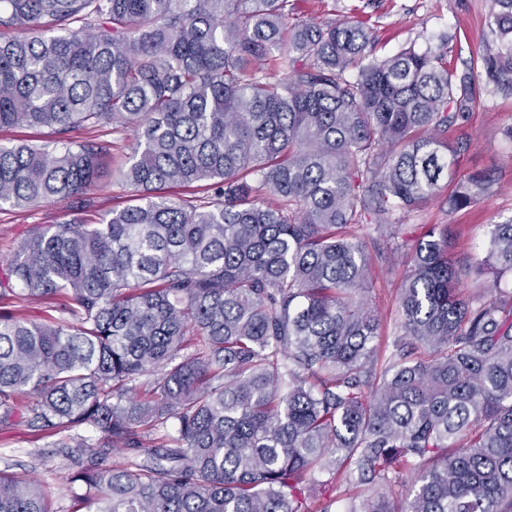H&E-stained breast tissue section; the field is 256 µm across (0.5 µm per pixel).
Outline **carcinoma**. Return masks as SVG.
Listing matches in <instances>:
<instances>
[{
	"mask_svg": "<svg viewBox=\"0 0 512 512\" xmlns=\"http://www.w3.org/2000/svg\"><path fill=\"white\" fill-rule=\"evenodd\" d=\"M292 10L0 0V129L56 134L0 146V206L76 199L0 276V426L24 409L85 512H330L310 502L323 472L374 484L351 512H512V298L459 299L453 232L431 225L399 294L423 356L398 349L379 371L370 242L352 233L432 198L454 174L448 129L512 93V0H494L482 80L431 50L368 62L364 27ZM107 126L134 132L122 179L140 203L93 221L110 145L68 133ZM204 181L206 206L165 195ZM489 183L471 174L449 204ZM482 265L512 274V224ZM33 299L60 317L19 316ZM0 512L66 510L0 470Z\"/></svg>",
	"mask_w": 512,
	"mask_h": 512,
	"instance_id": "1",
	"label": "carcinoma"
}]
</instances>
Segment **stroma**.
Returning a JSON list of instances; mask_svg holds the SVG:
<instances>
[{
	"mask_svg": "<svg viewBox=\"0 0 512 512\" xmlns=\"http://www.w3.org/2000/svg\"><path fill=\"white\" fill-rule=\"evenodd\" d=\"M296 16L324 23L349 19L361 23L372 35L373 55L384 58L405 48L433 50L444 55L457 69L473 68L482 74L484 40L489 35L487 21L492 0H292ZM512 94L484 95L476 101L469 121L450 130L448 140L459 145L454 169L462 180L476 171L491 174L486 194L474 203L452 209L447 192L413 208H396L392 223L397 234L378 231L373 224L358 228L372 238L374 256L369 267L371 288L365 299L380 321L373 344L379 365H386L394 344L403 338L398 288L410 266L409 242L415 240L424 224H446L454 233L452 262L466 269L460 281V296L481 303L512 296V276L493 280L477 267L478 253L472 243L482 241L491 225L512 223ZM112 144V172L96 189V210L106 214L130 204L132 191L118 170L124 167L133 132H105ZM70 204L66 201L39 208L0 207V271L14 257L16 247L33 227L55 224L66 219ZM43 455L44 464H36L35 455ZM0 469L43 480L55 504L68 505L66 478L69 461L57 455L48 439L31 435L22 421L0 426Z\"/></svg>",
	"mask_w": 512,
	"mask_h": 512,
	"instance_id": "obj_1",
	"label": "stroma"
}]
</instances>
